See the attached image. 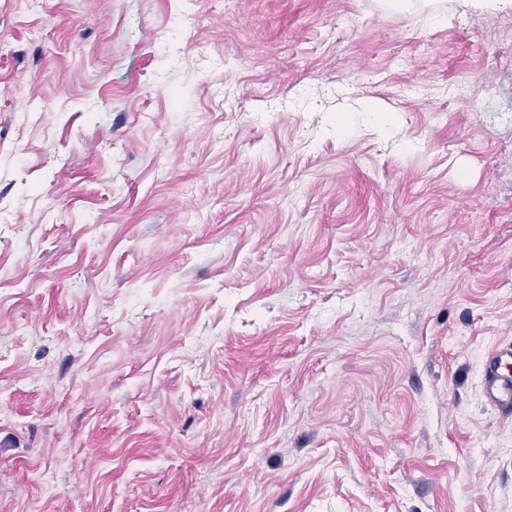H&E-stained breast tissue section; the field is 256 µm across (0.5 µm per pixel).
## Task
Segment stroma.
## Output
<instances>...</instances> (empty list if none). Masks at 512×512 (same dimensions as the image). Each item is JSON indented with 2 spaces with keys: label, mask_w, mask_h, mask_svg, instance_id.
<instances>
[{
  "label": "stroma",
  "mask_w": 512,
  "mask_h": 512,
  "mask_svg": "<svg viewBox=\"0 0 512 512\" xmlns=\"http://www.w3.org/2000/svg\"><path fill=\"white\" fill-rule=\"evenodd\" d=\"M505 28L0 0V512H512ZM484 399L504 417H512V343L488 350L481 365Z\"/></svg>",
  "instance_id": "stroma-1"
}]
</instances>
